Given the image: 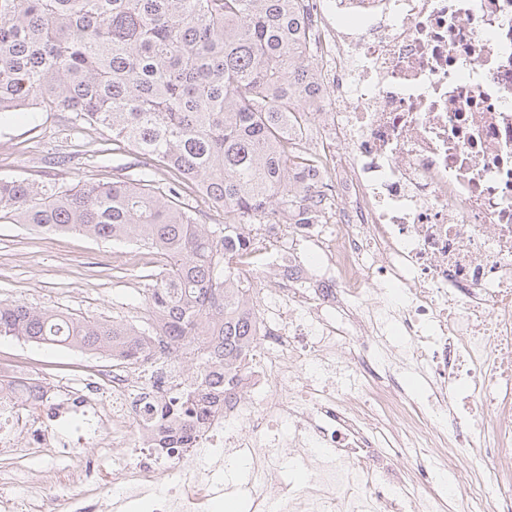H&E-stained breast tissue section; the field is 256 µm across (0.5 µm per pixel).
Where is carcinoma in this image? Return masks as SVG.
<instances>
[{"label":"carcinoma","instance_id":"obj_1","mask_svg":"<svg viewBox=\"0 0 512 512\" xmlns=\"http://www.w3.org/2000/svg\"><path fill=\"white\" fill-rule=\"evenodd\" d=\"M306 2L0 0V123L68 112L144 159L140 177L102 185L0 178V220L165 258L134 320L0 300V337L126 365L151 336L184 345L186 384L157 420L155 447L169 457L194 415L244 392L256 305L238 265L272 246L248 226L327 223L325 195H307L323 160L305 154L322 110ZM158 166L172 182L154 180ZM186 182L224 223L183 206Z\"/></svg>","mask_w":512,"mask_h":512}]
</instances>
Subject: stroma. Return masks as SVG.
Instances as JSON below:
<instances>
[{"mask_svg":"<svg viewBox=\"0 0 512 512\" xmlns=\"http://www.w3.org/2000/svg\"><path fill=\"white\" fill-rule=\"evenodd\" d=\"M142 160L98 131L72 128L67 113L15 117L0 126V177L96 184L136 177ZM145 250L77 233L47 236L0 221V299L58 306L83 316H136ZM87 355L0 337V363L47 364L53 382L82 377Z\"/></svg>","mask_w":512,"mask_h":512,"instance_id":"35a3bbf8","label":"stroma"}]
</instances>
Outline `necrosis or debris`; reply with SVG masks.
Returning a JSON list of instances; mask_svg holds the SVG:
<instances>
[{
    "label": "necrosis or debris",
    "instance_id": "1",
    "mask_svg": "<svg viewBox=\"0 0 512 512\" xmlns=\"http://www.w3.org/2000/svg\"><path fill=\"white\" fill-rule=\"evenodd\" d=\"M308 17L336 227H253L288 248L256 291L252 399L207 414L163 460L150 449L172 378L92 365L64 388L12 368L0 512H88L93 471L78 456L27 506L11 489L29 456L51 465L90 439L112 452L99 512H213L239 496L250 512H512V0H310ZM302 244L317 261L299 260ZM286 449L300 483L280 474ZM231 458L247 478L227 486Z\"/></svg>",
    "mask_w": 512,
    "mask_h": 512
}]
</instances>
